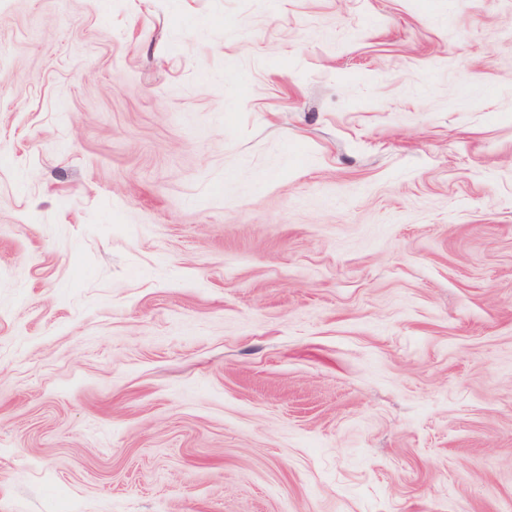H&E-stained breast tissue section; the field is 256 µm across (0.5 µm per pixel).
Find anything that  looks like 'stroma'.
<instances>
[{
    "label": "stroma",
    "instance_id": "1",
    "mask_svg": "<svg viewBox=\"0 0 512 512\" xmlns=\"http://www.w3.org/2000/svg\"><path fill=\"white\" fill-rule=\"evenodd\" d=\"M0 512H512V0H0Z\"/></svg>",
    "mask_w": 512,
    "mask_h": 512
}]
</instances>
